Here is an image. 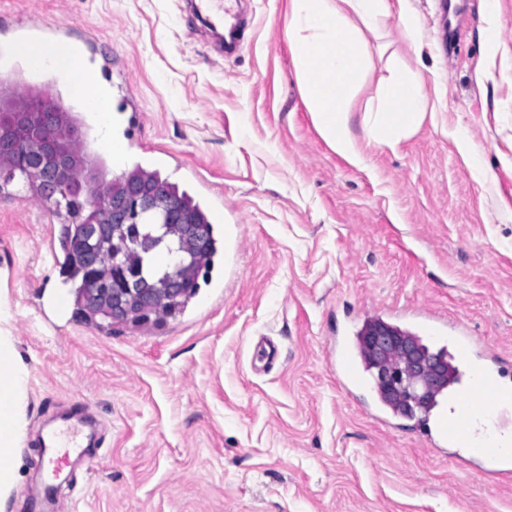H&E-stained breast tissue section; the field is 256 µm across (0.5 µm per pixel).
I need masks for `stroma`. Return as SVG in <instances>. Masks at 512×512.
<instances>
[{"label": "stroma", "mask_w": 512, "mask_h": 512, "mask_svg": "<svg viewBox=\"0 0 512 512\" xmlns=\"http://www.w3.org/2000/svg\"><path fill=\"white\" fill-rule=\"evenodd\" d=\"M289 0H230L241 46L216 58L184 0H0V71L47 84L99 127L67 86L6 56L38 18L97 32L112 60V129L128 167L168 153L163 177L215 214L219 251L187 307L164 322L99 330L60 273V221L22 182L0 190V330L28 372L21 465L0 512L27 496L47 418L88 407L103 438L57 480V512H512V478L487 479L434 446L417 419L384 413L373 384L347 390L336 339L411 312L465 324L512 381V0H466L460 50L443 45L441 0H406L368 35L367 99L391 55L423 63L422 126L365 169L322 140L291 75ZM477 145L479 184L455 145Z\"/></svg>", "instance_id": "stroma-1"}]
</instances>
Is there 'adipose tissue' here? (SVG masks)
<instances>
[{
    "label": "adipose tissue",
    "instance_id": "obj_1",
    "mask_svg": "<svg viewBox=\"0 0 512 512\" xmlns=\"http://www.w3.org/2000/svg\"><path fill=\"white\" fill-rule=\"evenodd\" d=\"M395 20L408 43H415L419 21L390 0H289L288 34L294 78L312 123L328 147L356 169L366 157L363 143L396 148L426 116L422 73L395 60L387 67L365 103L357 96L366 82V35ZM41 65L70 73L74 94L92 101L101 126L100 145L112 153L114 168L127 162L124 142L112 135V98L83 81L86 67L69 48L45 54ZM360 117L363 138L352 132ZM27 372L15 359L11 336L0 332V496L16 481V457L23 429Z\"/></svg>",
    "mask_w": 512,
    "mask_h": 512
}]
</instances>
